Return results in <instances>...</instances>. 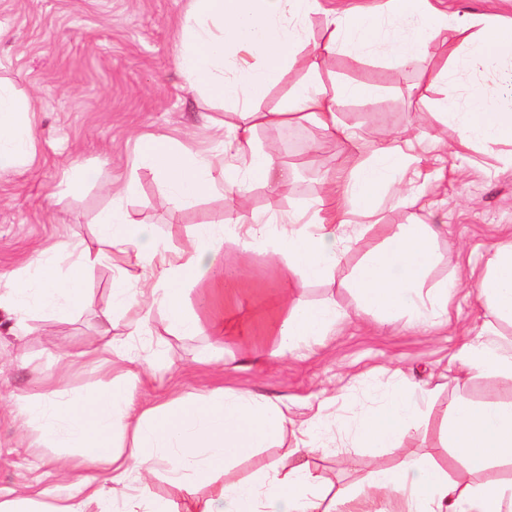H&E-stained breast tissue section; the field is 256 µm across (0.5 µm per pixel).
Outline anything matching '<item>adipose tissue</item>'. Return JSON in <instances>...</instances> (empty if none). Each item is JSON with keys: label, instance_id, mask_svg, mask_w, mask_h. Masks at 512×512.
I'll use <instances>...</instances> for the list:
<instances>
[{"label": "adipose tissue", "instance_id": "ef3b65f1", "mask_svg": "<svg viewBox=\"0 0 512 512\" xmlns=\"http://www.w3.org/2000/svg\"><path fill=\"white\" fill-rule=\"evenodd\" d=\"M180 28L178 64L190 84L239 111L240 123L227 127L221 141L229 163L215 177L207 161L190 146L151 140L140 166L151 169L166 187L174 205L219 190L234 202L253 183L273 187L288 182L293 171L271 151L254 146L257 127L313 123L330 137L353 141L340 127L336 100L313 82L321 56L349 46L367 49L377 41L384 24H391L386 60L395 68L425 61L432 42L486 69L512 68V24L503 25L487 13H457L432 0H388L386 16L328 7L323 0H191ZM324 15L326 39L321 55L307 68L309 78L271 112L257 110V101L275 85L283 71L295 66L305 32L315 15ZM439 107L456 113L460 149L512 142V102L478 101L475 111L457 112L458 89L447 72L437 73ZM36 109L16 98L0 83V173L28 164L35 154ZM406 169L405 156L394 143L376 147L370 158L339 177L314 212L296 211L282 217L257 215L217 233L200 228L185 248L172 251L149 225L137 222L122 206L135 192L128 178L116 187L112 207L97 220L101 249L75 243L48 247L9 275H0V313L23 328L37 313L71 315L83 300L86 271L108 265L118 271L112 280V308L104 312L100 333L107 336L108 357L99 366L110 369L125 361L124 345L111 342L112 313L130 315L133 335H140L156 312H164L173 334L192 336L203 327L185 310L184 281L205 277L220 257L225 237L245 250L257 244L272 247L286 262L297 283L330 280L351 250L353 237L347 217L354 212L372 217L388 187ZM439 235L435 224H402L386 247L367 256L349 286L359 309L372 310L378 323L408 316L418 327L448 321V300L458 288L447 278L434 286L426 280L436 256ZM71 259L68 275H60L57 252ZM490 318L480 327L478 341L458 350L453 362L466 375H512V349L498 343V323L512 322V241L492 248L477 280ZM344 311L326 301L302 306L287 303L272 328L269 341L276 357L294 356L330 335ZM139 372L126 371L121 385L102 391L78 406L69 405L62 381L48 382L36 401L18 396L14 406L26 421L39 424L44 441L61 451L63 495L56 512H172L155 498L149 485L158 460H165L173 482L190 486L209 479L255 448L280 438L292 419L286 403L250 391L215 389L140 411L134 390ZM430 393L403 380L390 391L378 410L365 412L356 434L367 446L384 448L400 442L411 429ZM310 426L288 461L254 480L224 483L209 497L194 502L189 512H361L349 489L320 488L310 470L315 451ZM443 440L455 459L470 473L484 471L492 461L512 463V403L449 404L442 427ZM373 495L387 500L389 512H512V482L490 484L451 478L438 466L409 461L396 469H378L369 479Z\"/></svg>", "mask_w": 512, "mask_h": 512}]
</instances>
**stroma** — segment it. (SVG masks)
<instances>
[{"label":"stroma","instance_id":"obj_1","mask_svg":"<svg viewBox=\"0 0 512 512\" xmlns=\"http://www.w3.org/2000/svg\"><path fill=\"white\" fill-rule=\"evenodd\" d=\"M189 7L190 0H0V81L38 109L34 160L0 173V274L21 265L38 248L66 241L95 245L96 218L112 201L109 186L129 174H136L138 189L125 199L126 209L177 251L200 226L232 224L271 208L285 214L309 206L324 195L325 178L365 161L380 139L413 127L421 141L407 153L413 176L402 188L417 194L415 207H397L392 195H385L378 226L363 233L330 281L292 283L284 262L270 249L245 251L228 239L223 263L211 279L189 283L186 292L188 310L203 323L223 315V340L207 331L171 334L161 312L131 339L127 319L115 315L111 337L126 339L129 364L143 374L138 394L143 406L222 387L283 401L301 418L320 415L313 431L319 450L310 464L321 487L360 492L377 468L419 458L434 459L452 478L469 480L463 465L450 460L440 424L452 401L512 402V377L468 378L451 362L464 343L476 339L489 316L469 272L483 269L491 245L512 238V144L457 153L458 124L441 113L436 93L426 87L433 73L449 70L464 93L461 109L466 112L472 108L471 94L497 95L507 81L465 61L447 67L448 51L437 43L425 63L400 70L385 63L387 41L365 52L343 49L324 58L319 83L330 93L345 86L361 88V95L342 97L336 112L343 125L363 137L365 149L355 150L345 141L329 139L320 127L302 123L296 130L306 147L292 150L282 139V128L260 126L257 146L278 148L295 169L292 180L274 189L253 186L231 204L214 192L189 205L170 206L154 174L132 167L143 137L192 144L219 168L224 159L218 128L238 120L232 108L189 92L176 65L179 30ZM323 37L324 20L314 16L298 66L284 73L260 102L261 110L276 108L302 81L303 65ZM416 217L442 226L431 281L461 280L446 325L431 331L402 320L381 326L364 314L338 325L335 335L314 345L305 358L271 357L265 334L284 299L304 304L331 300L353 310L348 282L362 257ZM113 277L106 266L86 273L84 301L70 317L38 314L16 333L0 320V500L27 485L40 492L36 512L56 507L57 497L49 489L60 482L59 451L42 443L37 424L22 423L11 397L38 399L48 377L59 370L71 398L90 397L118 380V373L94 364L107 339L99 334V316L111 305ZM244 335L254 339L251 351L237 342ZM66 352L76 359L62 370L58 357ZM400 375L436 387L429 408L402 443L361 448L346 439L342 424H355ZM294 447V435L285 432L271 447L242 458L223 479L250 478L262 467L287 460ZM150 489L169 502L172 512H186L192 499L208 496L211 486L200 483L186 492L170 482L160 465Z\"/></svg>","mask_w":512,"mask_h":512}]
</instances>
